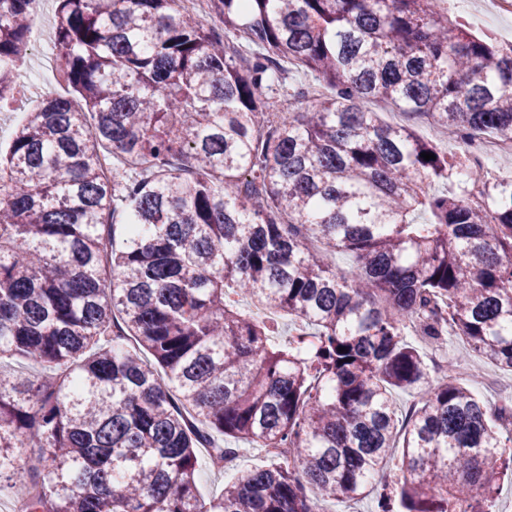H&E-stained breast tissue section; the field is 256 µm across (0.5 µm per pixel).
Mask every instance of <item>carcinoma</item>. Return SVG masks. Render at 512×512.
I'll return each instance as SVG.
<instances>
[{
	"mask_svg": "<svg viewBox=\"0 0 512 512\" xmlns=\"http://www.w3.org/2000/svg\"><path fill=\"white\" fill-rule=\"evenodd\" d=\"M29 2L0 0V107L22 93ZM445 2L206 0L201 16L56 0L68 96L0 145V360L42 367L0 369V483L18 512H326L368 496L374 512H496L512 394L488 404L403 337L408 322L452 333L512 372V181L467 156L512 134V47ZM286 64L325 92L287 85ZM287 97L315 103L277 111ZM373 102L427 115L459 152ZM310 238L356 265L323 264ZM241 298L288 312V341ZM395 390L422 393L408 420ZM229 438L289 455L204 499L198 449L222 467Z\"/></svg>",
	"mask_w": 512,
	"mask_h": 512,
	"instance_id": "obj_1",
	"label": "carcinoma"
}]
</instances>
